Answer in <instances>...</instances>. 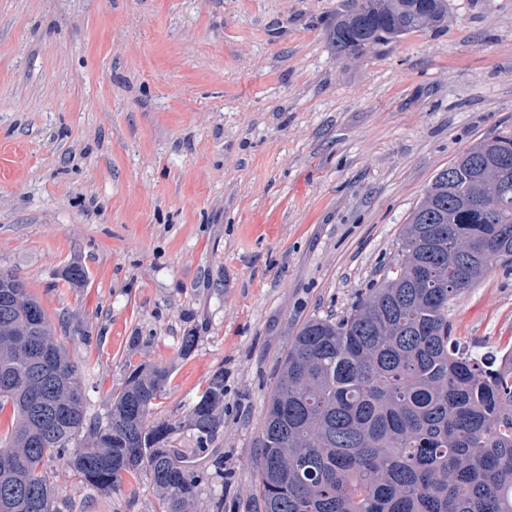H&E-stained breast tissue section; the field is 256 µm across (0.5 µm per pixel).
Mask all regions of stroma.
<instances>
[{"label":"stroma","mask_w":512,"mask_h":512,"mask_svg":"<svg viewBox=\"0 0 512 512\" xmlns=\"http://www.w3.org/2000/svg\"><path fill=\"white\" fill-rule=\"evenodd\" d=\"M350 2L0 0V270L88 363L91 412L134 367L168 368L151 419L208 476L190 512H263L264 406L293 337L395 269L434 176L512 130V0H448L443 25L340 58ZM489 266L448 312L478 355L512 346V262ZM218 372L202 449L188 416ZM49 472L57 512H158L147 475L104 494Z\"/></svg>","instance_id":"stroma-1"}]
</instances>
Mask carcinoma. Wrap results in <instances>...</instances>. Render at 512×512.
<instances>
[{"instance_id":"1","label":"carcinoma","mask_w":512,"mask_h":512,"mask_svg":"<svg viewBox=\"0 0 512 512\" xmlns=\"http://www.w3.org/2000/svg\"><path fill=\"white\" fill-rule=\"evenodd\" d=\"M448 16V0H353L336 15L340 57ZM512 132L437 173L400 236L386 288L338 321L294 337L267 402L256 492L264 512H512V347L499 358L459 347L450 303L512 243V191L495 172ZM88 364L70 358L24 281L0 271V512H56L48 463L110 492L142 471L160 512H189L204 473L150 423L169 371L140 365L105 419L88 414ZM200 446L224 427V374L192 406Z\"/></svg>"}]
</instances>
